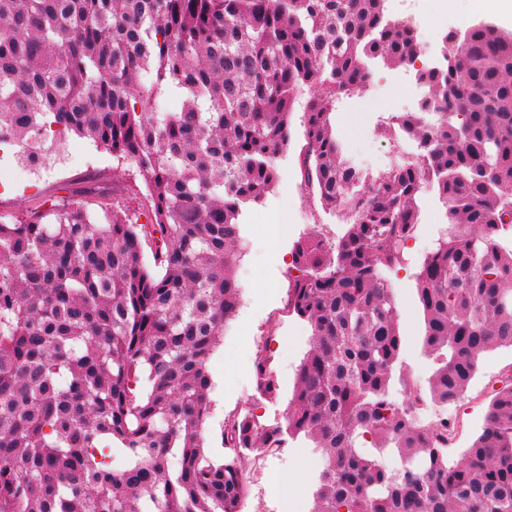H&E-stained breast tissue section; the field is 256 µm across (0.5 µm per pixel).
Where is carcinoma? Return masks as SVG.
Returning <instances> with one entry per match:
<instances>
[{
    "instance_id": "obj_1",
    "label": "carcinoma",
    "mask_w": 512,
    "mask_h": 512,
    "mask_svg": "<svg viewBox=\"0 0 512 512\" xmlns=\"http://www.w3.org/2000/svg\"><path fill=\"white\" fill-rule=\"evenodd\" d=\"M387 0H0V146L86 137L136 166L149 223L70 184L0 220V512H238L250 456L303 437L323 468L310 512H512V377L448 464V431L414 416L392 380L402 339L388 273L405 262L433 187L447 223L415 273L436 368L458 401L482 355L512 347V32L489 19L441 36L416 70L419 142L363 191L332 114L368 61L413 64L417 31ZM148 82H143V78ZM305 187L348 228L296 243L289 309L312 329L285 423L234 413L231 456L205 453L208 360L239 308V216L275 185L294 95ZM184 97L155 117L158 98ZM153 263L144 260V245ZM257 390L279 389L267 361ZM121 454L114 473L107 458ZM396 455L401 468L384 458Z\"/></svg>"
}]
</instances>
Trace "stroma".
<instances>
[{"instance_id":"1","label":"stroma","mask_w":512,"mask_h":512,"mask_svg":"<svg viewBox=\"0 0 512 512\" xmlns=\"http://www.w3.org/2000/svg\"><path fill=\"white\" fill-rule=\"evenodd\" d=\"M393 17L410 16L418 24L422 58L435 57L442 34L454 30L453 18H438L433 0H388ZM373 80L367 91L341 96L332 115L336 133L347 159L360 171L363 184H370L395 162L410 160L418 150L409 137L388 139L382 131L393 117L417 108L423 91L410 67H387L381 61L370 63ZM312 88L297 91L288 122V146L277 156L279 178L274 188L241 216L243 236L248 243L235 269L241 287L240 307L224 332L223 339L208 362L212 378L211 412L202 436L206 454L223 462L229 454L222 433L229 413L253 410L259 421H284L292 397L296 370L307 352L311 328L307 321L288 310L290 260L295 243L315 233L333 242L346 226L340 214L323 208L309 192L302 177V155L307 145L305 117ZM50 163L39 176L20 174L12 153L0 157V208L7 216H19L33 208L61 180L72 189L85 190V175L104 174V187L113 198L126 202V187L138 180L135 168L96 149L85 138L75 135L44 145ZM446 207L435 189H427L420 204V223L404 250L402 268L390 273L393 285L396 323L402 338L400 366L404 380L394 383L396 398L406 389L427 392L434 371L433 360L423 347L424 320L413 275L417 265L433 250L437 230L445 224ZM278 217L279 231L270 235V217ZM266 350L276 372L279 394L262 398L256 390L254 361L258 350ZM233 358L234 367L224 365ZM512 368V348L500 347L483 355L480 369L465 395L453 405L458 421V438L448 451L449 462L458 461L483 424L488 393L500 372ZM322 468V457L303 440L289 442L276 456L250 461L246 467L248 512H291L282 498L270 493L272 474L288 475L303 512H309Z\"/></svg>"}]
</instances>
